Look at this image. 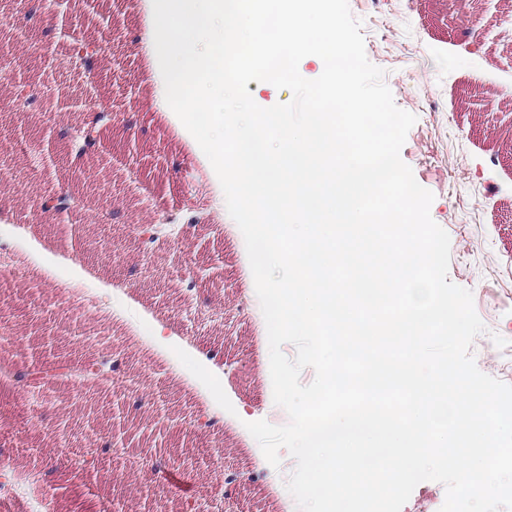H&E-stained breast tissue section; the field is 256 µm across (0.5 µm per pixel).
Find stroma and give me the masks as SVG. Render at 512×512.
<instances>
[{
  "label": "stroma",
  "instance_id": "obj_1",
  "mask_svg": "<svg viewBox=\"0 0 512 512\" xmlns=\"http://www.w3.org/2000/svg\"><path fill=\"white\" fill-rule=\"evenodd\" d=\"M145 0H0V370L110 354L96 393L0 373V512H297L287 450L272 467L246 425L281 426L245 241L196 140L151 104ZM368 60L417 118L401 149L450 236L448 276L486 330L478 368L512 385V0H349ZM96 37L88 74L72 37ZM40 108L22 112L16 85ZM112 113L99 152L69 162L59 132ZM78 205L66 222L45 193ZM160 240L143 250L138 227ZM223 389H215L214 374ZM57 466L50 482L24 475ZM182 477L177 489L172 477Z\"/></svg>",
  "mask_w": 512,
  "mask_h": 512
}]
</instances>
